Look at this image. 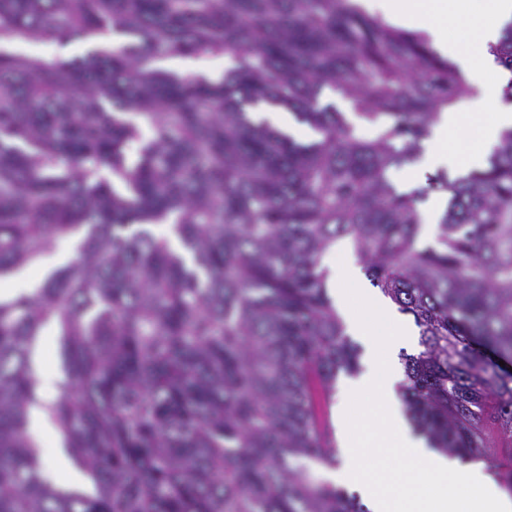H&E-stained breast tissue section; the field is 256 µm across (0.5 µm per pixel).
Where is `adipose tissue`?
Masks as SVG:
<instances>
[{
    "label": "adipose tissue",
    "mask_w": 512,
    "mask_h": 512,
    "mask_svg": "<svg viewBox=\"0 0 512 512\" xmlns=\"http://www.w3.org/2000/svg\"><path fill=\"white\" fill-rule=\"evenodd\" d=\"M388 24L427 36L435 50L455 62L479 95L442 110L424 149L425 168L466 173L486 168L493 147L512 129V107H504L505 82L490 49L512 23V0H353ZM326 285L348 335L366 348V368L344 380L337 404L341 460L327 472L336 486L356 490L372 512H512L484 461L430 450L412 435L395 395L396 354L409 329L381 294L355 307L347 287H361L355 259L328 265ZM374 399L375 407L365 406Z\"/></svg>",
    "instance_id": "obj_1"
}]
</instances>
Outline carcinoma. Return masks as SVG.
Wrapping results in <instances>:
<instances>
[{
    "instance_id": "cac0c4a2",
    "label": "carcinoma",
    "mask_w": 512,
    "mask_h": 512,
    "mask_svg": "<svg viewBox=\"0 0 512 512\" xmlns=\"http://www.w3.org/2000/svg\"><path fill=\"white\" fill-rule=\"evenodd\" d=\"M108 33L133 42L57 63L12 49ZM491 53L512 74V24ZM195 54L233 65L155 68ZM327 89L381 132L359 138ZM470 92L350 0H0V282L79 236L0 298V512H369L307 467L337 462L313 383L329 402L360 370L321 269L340 239L418 328L398 385L415 431L496 467L491 419L512 459V129L483 170L391 179ZM263 104L318 139L255 120ZM430 192L447 203L421 246ZM50 322L48 411L83 489L48 480L30 436ZM76 239H64L61 240L55 251L50 254L44 255L38 266L34 269H42L40 273V277L42 276L44 269L57 267L63 265L67 262V257L70 253H73L75 250ZM74 257V253L71 255L70 259ZM44 275V274H43ZM39 277V278H40Z\"/></svg>"
}]
</instances>
